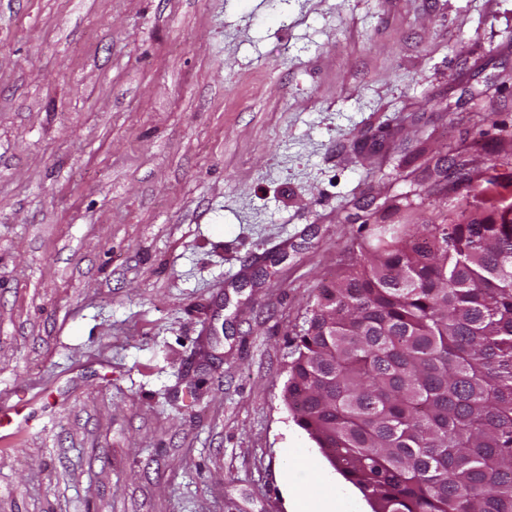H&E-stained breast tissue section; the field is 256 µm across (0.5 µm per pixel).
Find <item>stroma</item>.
I'll use <instances>...</instances> for the list:
<instances>
[{
    "label": "stroma",
    "mask_w": 512,
    "mask_h": 512,
    "mask_svg": "<svg viewBox=\"0 0 512 512\" xmlns=\"http://www.w3.org/2000/svg\"><path fill=\"white\" fill-rule=\"evenodd\" d=\"M462 165L512 196V0H0V512H371L289 368ZM23 402L24 400L20 399V401L14 405H3L0 407V441L5 447L13 445L14 433L19 426L12 431L11 428L12 425L20 419L21 412L18 407ZM287 478L294 485L297 512H344L349 506L348 501L333 490L326 489L316 494L310 486H303L297 482L290 470Z\"/></svg>",
    "instance_id": "obj_1"
}]
</instances>
